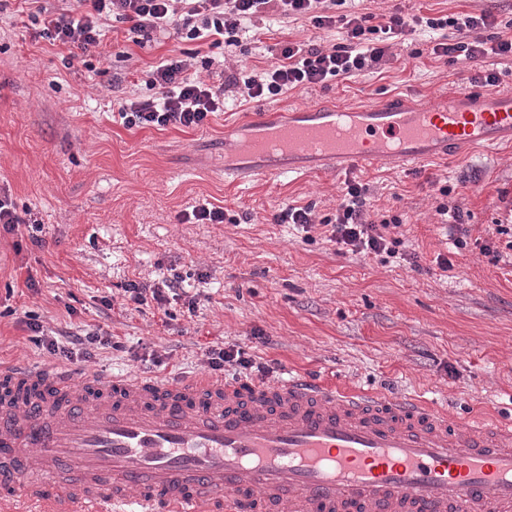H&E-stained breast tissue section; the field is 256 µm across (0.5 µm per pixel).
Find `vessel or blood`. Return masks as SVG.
<instances>
[{
    "label": "vessel or blood",
    "instance_id": "vessel-or-blood-1",
    "mask_svg": "<svg viewBox=\"0 0 512 512\" xmlns=\"http://www.w3.org/2000/svg\"><path fill=\"white\" fill-rule=\"evenodd\" d=\"M512 144V91L254 115L224 173L416 165ZM0 479L58 512H512V425L458 426L410 397L195 376L77 377L0 364Z\"/></svg>",
    "mask_w": 512,
    "mask_h": 512
}]
</instances>
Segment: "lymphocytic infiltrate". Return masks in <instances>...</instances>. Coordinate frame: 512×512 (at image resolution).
Wrapping results in <instances>:
<instances>
[{"instance_id":"1","label":"lymphocytic infiltrate","mask_w":512,"mask_h":512,"mask_svg":"<svg viewBox=\"0 0 512 512\" xmlns=\"http://www.w3.org/2000/svg\"><path fill=\"white\" fill-rule=\"evenodd\" d=\"M347 0H74L73 6L55 7L52 0H39L32 22L42 25L50 42L78 49L81 54L98 51L102 45L99 22L111 17L132 23L143 41L162 33L178 41L206 42L220 37L236 46L247 22L265 14L301 16L318 29H337L341 41L325 48L312 43L274 44L273 63L262 72L238 70L217 85L187 75V63L177 57L164 60L149 73L154 97L128 100L118 117L128 128H197L210 114L223 111L227 94L275 100L294 89H306L343 76L351 77L378 69L386 62L393 42L407 40L418 26L441 32L434 45L436 58H463L476 62L490 54L512 57V23L499 25L491 11L458 17H406L394 11L382 22L372 15L345 11ZM499 27L493 44H486L480 30ZM368 184L349 180L343 198L331 219L329 239L338 249L355 254L396 255L403 241L390 236V226L399 218L376 221L366 212Z\"/></svg>"}]
</instances>
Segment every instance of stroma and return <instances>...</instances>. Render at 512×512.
I'll list each match as a JSON object with an SVG mask.
<instances>
[{"mask_svg":"<svg viewBox=\"0 0 512 512\" xmlns=\"http://www.w3.org/2000/svg\"><path fill=\"white\" fill-rule=\"evenodd\" d=\"M348 11L417 17L492 11L512 21V0H348ZM31 0L0 12V195L32 225L0 228V363L62 365L88 375L144 371L161 378L209 374L210 350L237 346L271 368L338 385L408 396L466 424L512 421V250L487 228L512 203V145L480 148L417 167L370 165L351 175L315 172L235 181L224 175V136L257 112L320 103L353 107L393 95L432 99L497 73L512 90V57L472 63L433 58L438 32L393 43L380 69L277 100L227 102L197 129H128L112 112L148 99L146 74L162 58L190 61L191 77L258 72L269 45L338 43L337 30L303 17L253 19L240 46L200 49L163 34L141 43L131 23L104 20L102 55L74 56L32 24ZM370 186L371 219L399 216L406 259L338 251L333 217L345 178ZM447 195H440V187ZM224 207L223 224L181 221L191 206ZM461 225L443 223L441 203ZM311 206L310 230L276 224L283 206ZM452 263L441 271L437 256ZM179 276L165 306H135L131 282ZM196 309H188V300ZM35 315L48 338L95 333L111 344L66 363L35 345Z\"/></svg>","mask_w":512,"mask_h":512,"instance_id":"1","label":"stroma"}]
</instances>
